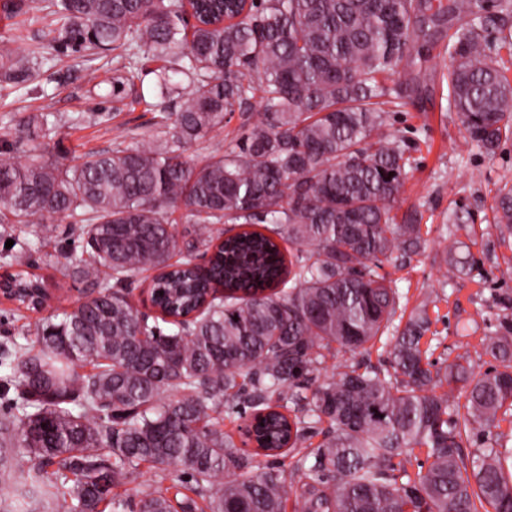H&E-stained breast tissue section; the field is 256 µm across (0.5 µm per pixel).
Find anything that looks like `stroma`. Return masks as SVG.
Here are the masks:
<instances>
[{
  "label": "stroma",
  "mask_w": 512,
  "mask_h": 512,
  "mask_svg": "<svg viewBox=\"0 0 512 512\" xmlns=\"http://www.w3.org/2000/svg\"><path fill=\"white\" fill-rule=\"evenodd\" d=\"M1 47L34 49L47 62L26 88H0V150L11 149L22 160L34 151L71 165L87 153L112 148L119 141L134 144L154 133L156 108L135 104L115 111L111 82L93 85V63L83 54L58 48L37 10L15 16L0 9ZM416 48L426 61L401 63L400 73L411 80L410 99L390 122L392 132L409 145L413 159L395 210L398 216L415 217L425 245L405 264H385L382 272L395 281L404 314L426 307L431 326L425 340L436 366L463 355L475 371L482 372L493 362L485 352V339L500 335L503 319H512V277L501 275L512 266V235L500 234L493 212L499 188L512 186V141L492 155L472 145L448 101L445 40L421 41ZM47 108L60 118L56 128L35 142L17 143L15 127ZM259 110L255 104L246 113H234L219 135L193 144L186 152L188 159L203 164L223 150L225 140L241 136ZM76 112L89 116L105 112L110 119L74 128L67 118ZM74 223L71 217L54 218L55 232L45 239L36 238L31 224L0 228V258L7 240H35L37 272L52 292L48 304L52 310L72 308L84 297V283L58 262H44L49 255L81 253L82 244L72 231ZM453 246L468 258L470 273L449 272L444 256ZM39 318V313L1 303L0 344L13 340L31 346Z\"/></svg>",
  "instance_id": "stroma-1"
}]
</instances>
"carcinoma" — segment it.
Returning <instances> with one entry per match:
<instances>
[{"instance_id": "cac0c4a2", "label": "carcinoma", "mask_w": 512, "mask_h": 512, "mask_svg": "<svg viewBox=\"0 0 512 512\" xmlns=\"http://www.w3.org/2000/svg\"><path fill=\"white\" fill-rule=\"evenodd\" d=\"M42 2L65 48L114 52L115 101L146 102L144 65L158 61V96L179 105L150 139L73 165L0 157V224L79 214L86 255L65 267L89 285L42 319L37 349L4 346L15 397L0 420V512H126L116 489L144 464L161 476L135 488L136 512L197 509L170 496L172 466L209 512H285L291 494L295 512H512V448L492 434L512 418V321L488 339L487 371L462 355L436 369L421 348L427 310L404 318L380 273L425 243L392 214L410 156L387 131L384 105L405 99L387 80L413 42L448 32L451 105L470 142L495 153L512 139V81L488 38L512 53V0L495 12L490 0H199L194 24L184 0ZM42 63L1 53L0 84L24 85ZM255 99L259 117L236 143L186 160ZM180 204L200 227L264 231L217 249L197 232L181 251L165 217ZM494 210L511 233L512 187ZM17 246L4 287L30 310L44 281L30 271L34 244ZM201 249L213 252L204 270ZM149 269L153 318L124 292ZM381 339L389 368L357 361L321 376L327 356ZM240 404L238 445L220 414ZM473 429L490 443L467 453ZM417 448L431 463L413 478L404 461ZM23 453L35 463L18 473ZM290 453L294 484L259 460Z\"/></svg>"}]
</instances>
